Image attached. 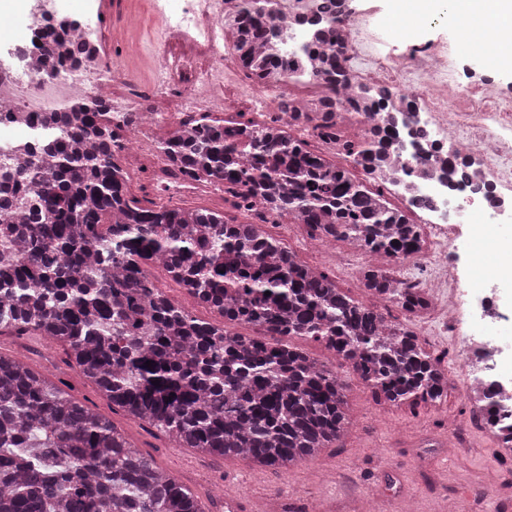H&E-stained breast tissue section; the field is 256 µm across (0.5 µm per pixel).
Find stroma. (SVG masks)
Wrapping results in <instances>:
<instances>
[{
  "mask_svg": "<svg viewBox=\"0 0 512 512\" xmlns=\"http://www.w3.org/2000/svg\"><path fill=\"white\" fill-rule=\"evenodd\" d=\"M104 16H89L112 35L103 47L102 71L121 68L124 79L114 88L116 97L138 93L136 109L159 111L155 97L156 54L169 34L157 20L153 0H108ZM353 12L372 11L376 27L398 51L411 43L463 45L459 32L442 19L433 18L407 40V0H350ZM174 119L157 121L149 135L127 140L138 149L139 161H126L130 192L142 205H176L222 211L226 218L248 221L247 211L237 209L233 197L211 189L175 196L158 182L152 170L160 139L174 130ZM288 248L304 262L316 263L323 273L359 302L368 294L359 277L345 262L352 252L347 240L330 242L323 255H313L306 234L287 241ZM23 353L27 363L62 387L69 395L107 416L133 446L151 455L170 477L189 487L204 512H217L229 495L247 498L253 507L275 504L278 512H500L501 501L512 498V457H502L486 427L470 415L457 388H449L439 406L391 410L376 404L371 390L347 366L338 371L348 384L352 424L341 441L315 459L288 472L252 465L241 458H221L181 448L167 436L114 408L107 396L87 380L61 344L37 335L0 333V353ZM465 433L460 447L448 439L455 429Z\"/></svg>",
  "mask_w": 512,
  "mask_h": 512,
  "instance_id": "35a3bbf8",
  "label": "stroma"
}]
</instances>
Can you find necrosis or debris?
Here are the masks:
<instances>
[{
    "mask_svg": "<svg viewBox=\"0 0 512 512\" xmlns=\"http://www.w3.org/2000/svg\"><path fill=\"white\" fill-rule=\"evenodd\" d=\"M224 0H163L156 12L168 27L202 49V57L158 53L157 97L174 98L178 110L206 112L224 105V78L232 65L224 59ZM344 41L347 85L317 81L318 90L341 102V125L359 134L370 128L365 112L395 117L423 129L419 151L389 153L383 166L348 156L341 138L321 136L324 149L345 160L352 173L391 192L406 209L418 210L425 245L402 258L393 273L400 287L430 297L418 314L427 334L455 332L461 305H468V334L459 343L463 369L458 377L472 412L478 391L500 390L495 438L512 434V315L497 298L500 285L512 284V241L496 239L492 281L473 288V264L459 265L461 224L473 237L490 227L512 223V89L459 74L453 55L439 46H420L400 55L388 49L365 14L338 22ZM20 40L9 42L0 59V107L20 112H53L77 94L108 101L110 81L96 59L64 69L37 68Z\"/></svg>",
    "mask_w": 512,
    "mask_h": 512,
    "instance_id": "1",
    "label": "necrosis or debris"
}]
</instances>
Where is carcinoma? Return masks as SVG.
<instances>
[{"label": "carcinoma", "instance_id": "obj_1", "mask_svg": "<svg viewBox=\"0 0 512 512\" xmlns=\"http://www.w3.org/2000/svg\"><path fill=\"white\" fill-rule=\"evenodd\" d=\"M345 0H323L297 24L315 71L347 81L336 18ZM233 59L248 76L277 83L298 70L273 54L281 38L271 0H235L224 14ZM30 42L45 61L77 64L78 30L46 23ZM289 125L335 133L336 100L310 109L281 96ZM32 137L0 143V331L64 344L112 405L184 448L288 468L340 440L350 420L348 383L294 347L304 337L348 364L393 406L437 404L448 370L408 328L336 288L262 224H240L210 209L144 207L127 188L126 149L97 99L75 97L62 112H2ZM423 130L374 125L353 154L372 163L396 144L413 148ZM158 150L167 166L205 179L306 227L310 238H350L372 254L401 258L420 247V229L384 195L370 191L273 121L232 122L203 112ZM161 264L175 284L224 317L218 325L175 304L147 274ZM363 286L408 314L427 297L397 288L391 272L363 269ZM270 295H265V292ZM245 323L269 343L229 337ZM151 362L146 367L145 362ZM0 512H202L112 423L71 398L16 356L0 354Z\"/></svg>", "mask_w": 512, "mask_h": 512}]
</instances>
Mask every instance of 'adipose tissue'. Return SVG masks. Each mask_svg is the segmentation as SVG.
Segmentation results:
<instances>
[{"instance_id": "ef3b65f1", "label": "adipose tissue", "mask_w": 512, "mask_h": 512, "mask_svg": "<svg viewBox=\"0 0 512 512\" xmlns=\"http://www.w3.org/2000/svg\"><path fill=\"white\" fill-rule=\"evenodd\" d=\"M449 7L469 23L512 32V0H412L411 2V11L417 18L424 15H437Z\"/></svg>"}]
</instances>
